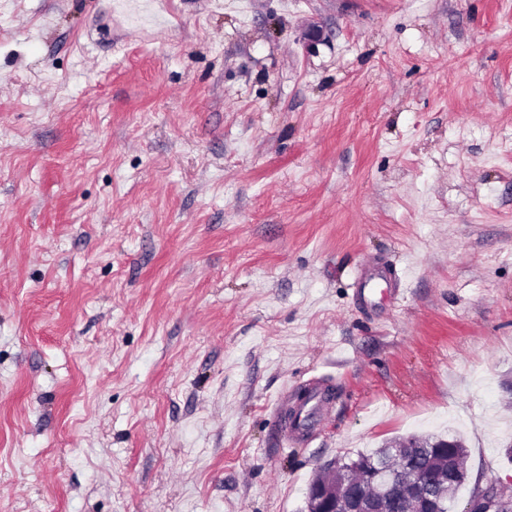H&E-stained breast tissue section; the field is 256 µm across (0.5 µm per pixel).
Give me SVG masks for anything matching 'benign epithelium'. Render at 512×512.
I'll return each mask as SVG.
<instances>
[{
	"label": "benign epithelium",
	"mask_w": 512,
	"mask_h": 512,
	"mask_svg": "<svg viewBox=\"0 0 512 512\" xmlns=\"http://www.w3.org/2000/svg\"><path fill=\"white\" fill-rule=\"evenodd\" d=\"M437 456L419 462L418 444L394 450L387 444L377 458L350 465L339 481H314L306 496V512H440L455 494L456 484L468 480L467 469H446L438 458L459 447L453 439L432 443ZM463 512H512V484H476Z\"/></svg>",
	"instance_id": "obj_1"
}]
</instances>
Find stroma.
Returning a JSON list of instances; mask_svg holds the SVG:
<instances>
[{"instance_id":"obj_1","label":"stroma","mask_w":512,"mask_h":512,"mask_svg":"<svg viewBox=\"0 0 512 512\" xmlns=\"http://www.w3.org/2000/svg\"><path fill=\"white\" fill-rule=\"evenodd\" d=\"M428 434L512 481V0H0V512H303ZM330 387L332 383L323 377L308 382L304 390L306 399L298 401L294 413L288 418V432L295 441L308 442L320 417L333 407Z\"/></svg>"}]
</instances>
